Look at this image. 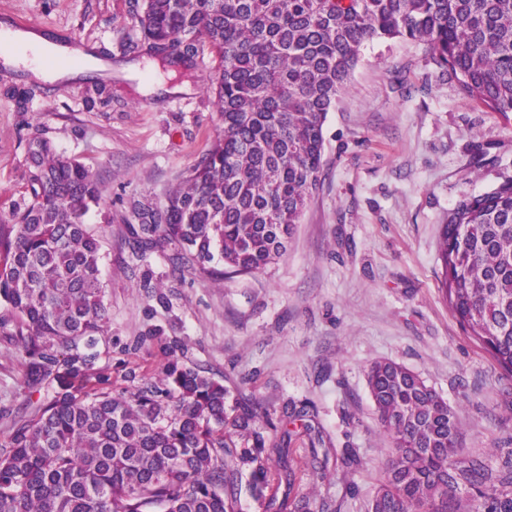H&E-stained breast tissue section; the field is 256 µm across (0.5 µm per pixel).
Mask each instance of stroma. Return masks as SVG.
Wrapping results in <instances>:
<instances>
[{"label": "stroma", "instance_id": "35a3bbf8", "mask_svg": "<svg viewBox=\"0 0 512 512\" xmlns=\"http://www.w3.org/2000/svg\"><path fill=\"white\" fill-rule=\"evenodd\" d=\"M17 19L99 54L91 72L54 83L0 57V221L28 183L32 137L91 167L112 213L108 224L89 218L109 312L97 367L116 388L131 371L155 379L172 353L204 370L255 403L269 444L287 449L295 480L281 481L270 460L267 494L309 498L314 512H367L390 446L367 387L378 360L404 365L448 401L468 453L496 465L512 451V376L451 316L438 261L458 201L512 179V112L463 94L424 43L368 44L327 115L321 182L286 253L215 283L196 267L173 270L163 252L137 260L128 246L131 203L162 201L222 131L208 91L213 54L184 76L156 72L146 52L128 49L141 38L130 0H0V25ZM151 77L190 90L142 91ZM6 317L0 308V443L14 419L35 413Z\"/></svg>", "mask_w": 512, "mask_h": 512}]
</instances>
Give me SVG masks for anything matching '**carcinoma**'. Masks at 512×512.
<instances>
[{
  "label": "carcinoma",
  "instance_id": "1",
  "mask_svg": "<svg viewBox=\"0 0 512 512\" xmlns=\"http://www.w3.org/2000/svg\"><path fill=\"white\" fill-rule=\"evenodd\" d=\"M142 44L164 67L218 60L211 92L222 134L162 202L132 204L139 260L171 251L177 268L223 264L214 280L283 256L319 185L324 123L365 45L425 43L434 64L493 112H512V0H135ZM28 188L0 225V306L29 394L58 391L0 444V512H236L248 466L264 498L267 447L258 408L176 359L133 391L98 372L108 320L101 245L88 225L103 188L90 167L39 137ZM452 316L512 374V179L461 199L439 243ZM367 386L391 439L368 512H512V453L492 467L461 447L448 402L393 360ZM241 451H236V448ZM266 512H312L310 498Z\"/></svg>",
  "mask_w": 512,
  "mask_h": 512
}]
</instances>
